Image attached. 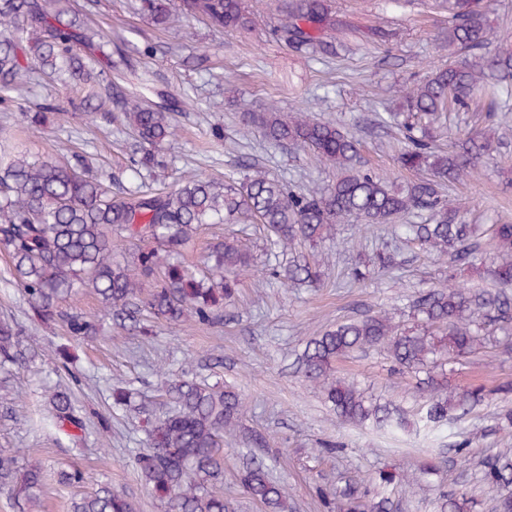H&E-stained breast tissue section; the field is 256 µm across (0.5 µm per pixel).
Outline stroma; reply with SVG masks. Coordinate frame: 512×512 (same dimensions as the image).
Returning a JSON list of instances; mask_svg holds the SVG:
<instances>
[{
    "label": "stroma",
    "instance_id": "1",
    "mask_svg": "<svg viewBox=\"0 0 512 512\" xmlns=\"http://www.w3.org/2000/svg\"><path fill=\"white\" fill-rule=\"evenodd\" d=\"M329 3L350 27L333 34L336 56L318 59L274 38L272 30L282 19L277 0H244L253 24L228 32L193 18L159 31L141 12L140 0H96L91 15L96 30L134 65L133 70L113 73V82L124 87L145 83V94L154 103L167 94L176 97L177 134L160 149L166 165L157 169L154 188L175 187L188 169L220 180L240 178L247 161L296 192L331 185L335 170L310 151L277 146L257 132L241 133V107L263 110L272 105L285 113L312 109L321 120L342 125L359 138L366 168L399 184L416 180V173L400 168L401 144L385 118L398 110L403 89L432 69L456 61V54L441 45L451 17L450 0ZM374 25L387 30L388 38H368ZM188 51L207 56V63L188 67ZM1 128L14 142L45 156L55 155L58 139L68 140L72 150L92 155L97 169L111 176L113 187L128 180L135 140L120 126L69 118L59 121L53 132L33 137L23 132L20 110L14 106L0 111ZM216 128L223 132V140L214 139ZM475 132L499 138L506 146L481 160L476 177L444 186L442 196L470 223L512 224V99L451 113L446 125L432 130L436 145L443 149ZM231 232L246 239L258 269L275 265L263 231L255 224L203 228L185 252L187 261L197 260L210 242ZM385 247L398 248L399 266L357 279L356 270ZM298 250L322 261L321 284L291 288L279 278L258 284L248 276L242 278L237 298L225 306L218 325L159 323L153 336L144 339L107 322L98 340L84 343L69 340L60 328L30 321L7 259L0 255V318L23 326L27 356L21 394L13 395L8 409H0V451L24 449L30 461L41 465L44 512H67L72 499L103 484L122 492L134 512H161L135 468L145 437L132 413L113 408L112 388L132 385L154 413L166 414L171 406L158 391L162 369L226 383L241 394L246 412L238 426L224 433L223 491L235 501L237 512H264L238 481L243 465L258 454L251 441L255 432L267 438L270 452L263 461L287 488L292 512H326L322 493H335L349 482L388 495L393 512H437L438 493L450 495L462 486H474L478 461L512 448V435L497 430L495 420L503 406L512 407V395L495 392L499 385L512 384V351L498 347L479 350L448 375L449 383L458 387L493 388L492 399L436 429L420 426L417 379L392 371L384 349L339 360L338 369L368 395L399 405L409 426L380 436L338 425L318 390L296 369V357L306 341L338 321L383 310L394 311L400 326H413V301L447 281L448 262L418 243L398 241L388 226L366 229L352 222L337 225L334 241L314 248L302 244ZM59 345L67 346V356L56 354ZM60 385L72 387L85 418L86 428L76 439L47 419V392ZM465 441L471 452L466 461L456 453ZM328 444L336 445V452L325 453ZM427 460L437 463V471L426 475L422 484L408 485L406 474ZM382 467L399 475L384 489L372 483ZM72 468L84 472L83 484L60 483V471ZM492 499V492L475 488L470 512H491Z\"/></svg>",
    "mask_w": 512,
    "mask_h": 512
}]
</instances>
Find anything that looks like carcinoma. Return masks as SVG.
I'll return each instance as SVG.
<instances>
[{
    "mask_svg": "<svg viewBox=\"0 0 512 512\" xmlns=\"http://www.w3.org/2000/svg\"><path fill=\"white\" fill-rule=\"evenodd\" d=\"M484 0H454L445 42L464 59L431 72L402 96L407 146L399 155L408 171L429 176L397 186L361 161L358 139L333 123L305 112L285 114L273 108L243 112L242 129L257 131L279 145L302 147L337 170L336 182L295 193L258 167L242 179L222 181L185 172L167 192L144 190L145 179L163 165L159 146L175 136L173 109L148 106L140 92L112 93L109 43L84 24L73 0H0V104L23 97V77L35 69L61 85L55 103L22 113L27 128L45 132L47 114L71 116L72 107L87 116L119 123L134 136L138 151L130 159L133 185L112 192V181L95 170L84 152H71L65 162L9 150L0 140V252L10 263L13 281L33 318L60 325L68 335L94 341L103 314L129 322L142 336L152 324L179 326L187 321L214 326L223 317L241 277L255 272L250 247L236 234L212 243L198 263L187 264L182 251L207 224H260L274 256H287L299 242L313 246L333 238L344 221L389 224L409 211L429 214L427 224H406L414 236L452 267L477 260L487 263L495 288L463 287L453 278L417 297L414 310L420 328L402 330L390 314L362 315L310 338L297 359L305 381L319 389L336 423L388 433L402 420L387 405L369 399L358 384L341 375L335 363L371 348L386 349L400 371L420 372L428 365L444 367L475 353L484 343L483 325L512 330V224H495L489 235L468 223L444 202L439 185L471 176L476 163L495 151L484 133L468 136L453 151L432 147L426 130L410 119L432 122L443 112H466L489 95L512 96V41L502 39L494 53L482 50L493 38ZM141 10L158 29L176 17H202L218 29L234 31L251 25L242 0H141ZM284 22L275 30L299 51L323 57L336 55L329 33L340 24L328 0H286ZM136 242L131 259L116 256L113 232ZM283 274L289 284L316 283L324 271L306 258L288 256ZM94 294L99 313L89 315L74 305L84 293ZM21 328L0 319V373L20 365ZM425 425L439 427L455 416L483 405L481 386L455 388L447 378L424 379ZM163 395L175 410L153 416L139 407V427L147 448L136 458L141 481L163 512H235L224 497V430L245 413L239 393L229 385L163 376ZM49 417L56 428L84 430L67 389L49 396ZM478 480L497 492L494 512H512V451L478 461ZM244 491L265 512H290L288 492L264 463L252 460L240 471ZM44 477L41 465L24 461L21 451L0 452V489L28 512H41ZM469 491L439 496V512H466ZM330 512H391L387 497L368 498L356 484H347L328 503ZM70 512H133L128 498L108 485L76 498Z\"/></svg>",
    "mask_w": 512,
    "mask_h": 512,
    "instance_id": "cac0c4a2",
    "label": "carcinoma"
}]
</instances>
